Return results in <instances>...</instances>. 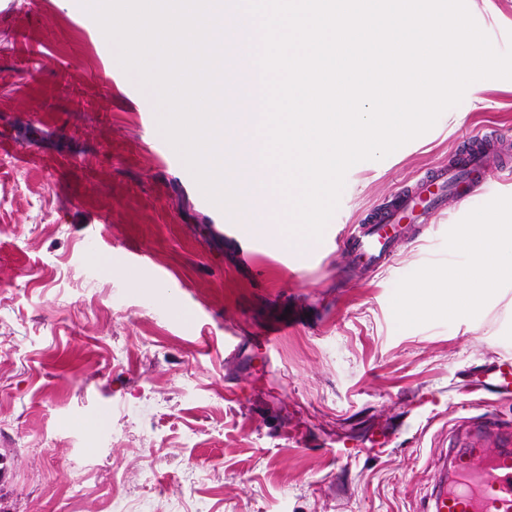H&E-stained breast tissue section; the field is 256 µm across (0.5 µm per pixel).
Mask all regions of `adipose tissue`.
Here are the masks:
<instances>
[{
  "mask_svg": "<svg viewBox=\"0 0 512 512\" xmlns=\"http://www.w3.org/2000/svg\"><path fill=\"white\" fill-rule=\"evenodd\" d=\"M470 249V264L448 275V307L456 314L479 306L484 294L503 279L512 277V226L469 224L459 237Z\"/></svg>",
  "mask_w": 512,
  "mask_h": 512,
  "instance_id": "obj_1",
  "label": "adipose tissue"
}]
</instances>
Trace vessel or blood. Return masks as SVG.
Instances as JSON below:
<instances>
[{
    "label": "vessel or blood",
    "instance_id": "vessel-or-blood-1",
    "mask_svg": "<svg viewBox=\"0 0 512 512\" xmlns=\"http://www.w3.org/2000/svg\"><path fill=\"white\" fill-rule=\"evenodd\" d=\"M494 133L474 135L448 162L431 175L403 187L389 210L372 223L361 224L337 247L347 249L363 268L386 263L400 241L414 237L430 215L438 211L448 193L456 191L464 174L481 173L487 159L500 169H512V152L495 146ZM448 487L435 499L433 512H512V449L490 450L474 441L466 452L452 455Z\"/></svg>",
    "mask_w": 512,
    "mask_h": 512
}]
</instances>
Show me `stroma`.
Here are the masks:
<instances>
[{
	"mask_svg": "<svg viewBox=\"0 0 512 512\" xmlns=\"http://www.w3.org/2000/svg\"><path fill=\"white\" fill-rule=\"evenodd\" d=\"M467 6L512 45V0ZM476 86L349 169L324 239L512 141V80ZM159 112L77 0H0V512H429L472 423L512 426L479 384L512 357V280L463 315L427 286L468 266L463 225L512 222V181L477 176L370 274L210 202Z\"/></svg>",
	"mask_w": 512,
	"mask_h": 512,
	"instance_id": "1",
	"label": "stroma"
}]
</instances>
